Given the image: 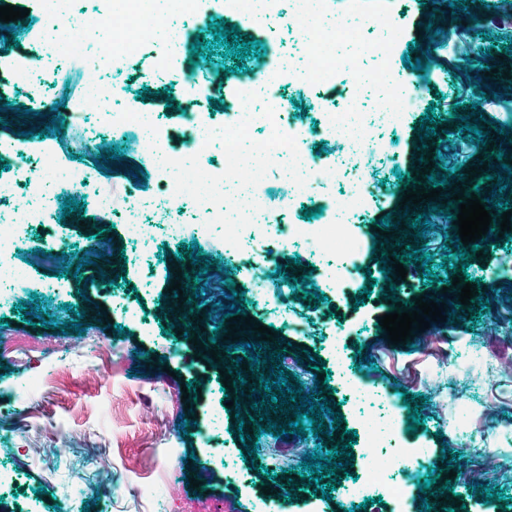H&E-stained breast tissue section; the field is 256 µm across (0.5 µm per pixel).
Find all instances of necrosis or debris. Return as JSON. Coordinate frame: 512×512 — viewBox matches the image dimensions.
<instances>
[{
  "mask_svg": "<svg viewBox=\"0 0 512 512\" xmlns=\"http://www.w3.org/2000/svg\"><path fill=\"white\" fill-rule=\"evenodd\" d=\"M72 2L43 0L39 21L40 58L33 67L16 62L14 77L17 81L41 88L57 77L62 56L75 50L84 32L81 18L72 10ZM159 2L160 7L154 13L155 29L163 33L168 42L164 67L171 70L183 50L185 38L168 30L167 23L169 18L187 13L192 0ZM141 9L142 0H122L120 13L111 16L105 25L107 38L99 48L94 68L76 74L79 99L85 106H94L104 95L102 71L119 67L123 56L142 42L143 30L127 20L129 14ZM224 12L231 20L244 17L260 28L274 19H284L289 25L301 28L308 34L304 52L310 63L302 69L286 65L279 45L268 42L262 68L245 79L244 93H231L226 103L232 119L221 133L224 153L221 165L207 167L201 163L211 151V113L201 110L187 113L185 140L188 149L178 155L168 150V133L153 113L141 111L136 105L99 113L98 119L111 126L113 131L124 134L133 150L152 158L162 182L157 218L165 237L177 240L184 235L186 226L176 217L175 211L183 202L192 201L202 223L223 225L224 237L232 243L231 248L225 249L224 258L239 265L252 281L251 294L255 303L277 312L281 303L265 286L268 277L265 266L248 259L252 243L259 238L275 242L286 237L310 242L322 239L334 246L340 261L330 277L321 280V287H334L343 277L354 275L355 270L348 262L354 242L346 223L361 207L363 194L374 181L370 164L373 149H380L390 158L395 155L393 144L383 145L375 139L374 127L378 124L397 127L411 101L402 93L386 66L396 47L394 39L386 38L377 44L380 64L367 76L368 81L379 87L384 98L375 122H368L353 96L339 107L316 102L315 124L291 121L282 104L281 86L291 79L316 87L347 81L349 74L337 48L342 44L358 47L364 40L366 24L351 18L330 19L323 8V0H249L245 6L240 0H224ZM256 126L264 127L267 136L254 149L258 165L246 180L239 174V160L246 153L247 134ZM316 135L338 143L342 160L335 168L316 162L308 153L307 140ZM287 167L297 172L295 180L288 185L289 205L307 201L313 186H325L326 192L320 200L323 210L317 223L287 226L258 221V213L265 209L263 174ZM349 173L353 174L356 187L350 198L343 199L336 196L332 186ZM60 183L86 195L96 209L111 211L115 202L111 193L93 183L85 169L61 172L51 166L44 168L24 190L19 189L15 180L0 177V300L6 297L5 285H18L23 281L22 274L10 261L18 246V223H51L57 202L56 186ZM231 192L242 203L241 209L232 214L224 205ZM391 432V422L369 421V446L363 452L359 478L337 485V497L353 504L377 493L387 495L394 502L403 498L405 484L385 478L391 465L400 464V457L387 461L373 450L380 438Z\"/></svg>",
  "mask_w": 512,
  "mask_h": 512,
  "instance_id": "necrosis-or-debris-1",
  "label": "necrosis or debris"
}]
</instances>
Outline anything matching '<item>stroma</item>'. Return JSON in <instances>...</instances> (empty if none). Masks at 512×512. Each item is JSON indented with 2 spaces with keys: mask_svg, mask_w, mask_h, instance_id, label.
Listing matches in <instances>:
<instances>
[{
  "mask_svg": "<svg viewBox=\"0 0 512 512\" xmlns=\"http://www.w3.org/2000/svg\"><path fill=\"white\" fill-rule=\"evenodd\" d=\"M449 0H324V8L335 17H357L366 23L386 22L387 32L398 42V50L390 62L393 77L401 81L412 108L402 124L391 133L398 141V155L375 156L372 161L375 181L365 197L363 208L352 226L359 243L353 257L355 264L369 267L378 279L364 305L355 300L366 278L345 284L340 292H329L326 301L314 305L301 299L302 283L290 286L298 295L296 310L302 329L284 325L281 317L260 308L249 299L251 284L237 266L220 268L224 258V227L210 225L208 232L189 229L182 241H166L160 231H153L149 246L132 245L120 209L109 212L85 206L82 214H70L64 223L22 226L19 245L12 255L13 264L22 270L28 285L0 301V341L20 342L45 335L44 326L23 324L16 304L36 299L41 313L50 314L57 322L72 320L74 312L84 315L86 328L76 339V348L36 349L15 354L7 368L0 369V469L12 472L15 482L0 491V512H190L191 504L209 501L216 512H254V502L262 497L263 486H270L276 499H288L290 512H341L338 500L291 490L290 473L301 472L302 458L314 452L318 441L314 434L282 439L263 434L259 445L266 448L263 467L251 469L244 462L243 441L233 434L234 412L226 408L227 399L218 379L221 370L235 366L240 351L225 355L219 366L207 368L205 360L195 359V343L208 342L214 325L208 317L216 298L210 290L215 286L216 272H226L235 282L234 289L245 298L244 310L261 325L279 330V339L268 343V350L283 353L282 364L291 374L305 377L304 393H313L314 372L303 365L304 352L317 354L331 376L332 403L342 412V429L362 430V407L351 399L352 389L375 391L377 403L370 412L389 407L396 430L392 446L425 448L429 451V467L441 465L443 436H453L454 451L459 452L460 468L451 483L465 512H498L496 503H484L481 495L470 492L471 479L504 491L511 502L512 480L499 478L491 465H481L472 458L473 444L497 451L512 448V428H504L501 416H512V377L496 374L478 384L469 406L470 423L465 432H456L449 416L453 403L451 390L440 398H429L421 404L424 426L416 433L408 431V407L404 394L424 392L427 379L437 372H454L458 357L470 336L485 340V360L498 362L512 358V287L495 285L499 271L512 266V250L488 244V256L472 259L468 272L471 279L482 282V296L491 300L490 308L478 322L467 319V308H459V324L434 322L429 329L415 333L412 345H392L386 333L378 329L380 315L393 312L386 293L396 287L399 302L420 295L430 297L434 291L426 286L415 265H408L406 279L388 283L380 276V250L374 249L377 217L390 215L402 220L400 205L405 188L398 181L401 173L415 172L421 152V141L415 126L427 106H434L441 118V135L429 139V146L440 147L442 164L482 167L479 151L470 149L469 136L460 134L461 116L473 109L483 111L494 129L488 135L494 151L512 161V135H503V127L512 125V106L503 94L512 87V78H504L512 57L504 56L502 44L512 41V22L492 17L482 11L479 20L470 12L451 16ZM28 9V21L17 30L18 47L13 57L35 63L39 49L35 27L41 13V0H0V5ZM115 0H75L77 15L88 18L83 40L63 63V78L49 86L41 98H33L25 84L16 82L0 63V142L17 143L26 166L41 168L45 143H52L58 162L66 167L90 170L97 185L123 197L127 190L125 174L143 169L146 181L138 185L141 198L151 199L160 190V180L151 159L130 153L123 136L102 129L97 140L80 141L75 134L89 120L85 107L67 106L69 74L83 70L92 60L105 38L100 18L115 10ZM440 27L436 37H429L427 25ZM421 45L427 54L426 71L406 68L403 60L408 49ZM491 57H484V50ZM163 46L145 39L123 60L118 71H105L103 83L106 101L103 111L113 105L138 100L142 111L156 113L164 127L179 131V108L213 107L214 123L224 124V108L218 105L217 89L232 58L213 56L190 65L188 55L177 60L178 68L187 70L195 79V87L182 85L160 69ZM475 63L464 66L465 58ZM496 73H489V66ZM480 76L488 95L472 93V76ZM31 107L32 115L18 117L17 109ZM458 118H451V111ZM64 120L61 133L46 131L47 120ZM118 147L126 158L121 165L104 172L95 162L102 145ZM101 230L112 233L110 264L77 266L76 257L84 256L85 247ZM57 239L65 243V257L52 265L37 262L41 239ZM197 243L202 255L211 259L209 272L200 285L196 312L179 315L173 310V296L168 288L182 244ZM275 256L281 275L272 277L271 289L280 292L286 277L303 272L309 283L324 275L325 260L316 259L312 248L280 244ZM79 276H72V269ZM173 324L174 334L167 335L162 324ZM347 349L349 376L340 384L334 374L336 357L333 345ZM99 370L101 385L88 380L90 370ZM198 381L202 396L192 406L181 399L182 381ZM198 412L196 425L182 427L186 410ZM38 447V457L27 456L29 447ZM107 457L112 463V488L101 492L96 460ZM274 480H266V473ZM98 493L97 502L87 500L88 493Z\"/></svg>",
  "mask_w": 512,
  "mask_h": 512,
  "instance_id": "35a3bbf8",
  "label": "stroma"
}]
</instances>
